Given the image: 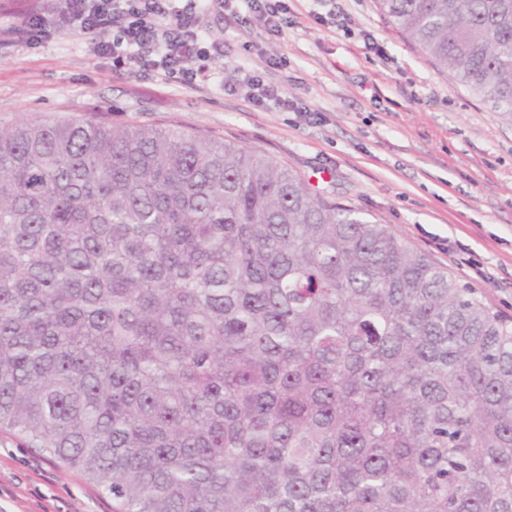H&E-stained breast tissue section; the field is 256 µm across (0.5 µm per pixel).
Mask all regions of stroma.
<instances>
[{
	"label": "stroma",
	"instance_id": "stroma-1",
	"mask_svg": "<svg viewBox=\"0 0 512 512\" xmlns=\"http://www.w3.org/2000/svg\"><path fill=\"white\" fill-rule=\"evenodd\" d=\"M40 13L44 26L28 37L24 22ZM284 19L276 36L256 16L198 11L195 27L229 80L185 84L114 63L47 0H0V119L178 126L264 153L385 224L511 321L512 115L431 64L377 0H288ZM253 73L294 109L257 105ZM0 512H112V501L0 432Z\"/></svg>",
	"mask_w": 512,
	"mask_h": 512
}]
</instances>
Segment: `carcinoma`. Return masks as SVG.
Wrapping results in <instances>:
<instances>
[{"mask_svg": "<svg viewBox=\"0 0 512 512\" xmlns=\"http://www.w3.org/2000/svg\"><path fill=\"white\" fill-rule=\"evenodd\" d=\"M512 115V0H378ZM0 431L113 512H512V322L273 158L0 120Z\"/></svg>", "mask_w": 512, "mask_h": 512, "instance_id": "1", "label": "carcinoma"}]
</instances>
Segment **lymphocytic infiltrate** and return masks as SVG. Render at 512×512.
<instances>
[{
    "label": "lymphocytic infiltrate",
    "instance_id": "1",
    "mask_svg": "<svg viewBox=\"0 0 512 512\" xmlns=\"http://www.w3.org/2000/svg\"><path fill=\"white\" fill-rule=\"evenodd\" d=\"M212 0H63L79 35L101 36L113 59H144L168 76L188 82L215 70L217 60L194 29L196 10Z\"/></svg>",
    "mask_w": 512,
    "mask_h": 512
}]
</instances>
